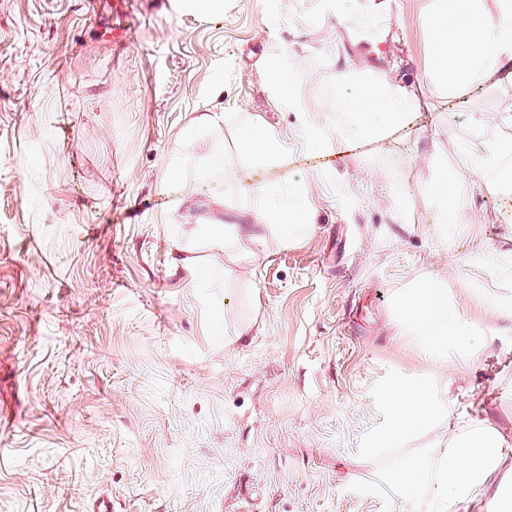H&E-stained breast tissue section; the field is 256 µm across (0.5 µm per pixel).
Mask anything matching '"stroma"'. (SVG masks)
Returning <instances> with one entry per match:
<instances>
[{"instance_id":"1","label":"stroma","mask_w":512,"mask_h":512,"mask_svg":"<svg viewBox=\"0 0 512 512\" xmlns=\"http://www.w3.org/2000/svg\"><path fill=\"white\" fill-rule=\"evenodd\" d=\"M86 2L0 0V512H84L101 493L113 512H434L431 488L410 502L393 490L398 461L452 423L512 442V191L467 186L464 223L445 226L428 185L461 149L512 142V82L432 77L436 0H397L377 56L355 20L325 44L318 0H226L206 20L170 0H123L117 17L110 0L94 16ZM123 23L134 42L116 37ZM288 51L326 133L300 155L315 220L296 241L269 234L264 260L198 248L194 281L171 265L167 213L238 224L262 207L196 177L235 163V119L292 131L254 69ZM387 69L419 82L416 114L346 144L337 99ZM204 109L230 120L210 144L179 141ZM175 153L187 195L167 182ZM431 279L472 320L482 362L444 370L449 424L370 455L384 386L434 376L395 304Z\"/></svg>"}]
</instances>
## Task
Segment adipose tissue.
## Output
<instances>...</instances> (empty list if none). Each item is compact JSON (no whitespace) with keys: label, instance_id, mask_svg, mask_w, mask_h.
Wrapping results in <instances>:
<instances>
[{"label":"adipose tissue","instance_id":"obj_1","mask_svg":"<svg viewBox=\"0 0 512 512\" xmlns=\"http://www.w3.org/2000/svg\"><path fill=\"white\" fill-rule=\"evenodd\" d=\"M393 4L394 0H320V10L339 19L359 15L374 20L391 16ZM429 31L434 46L431 74L444 86H466L497 75L512 81V70L503 67L504 61L512 58V0H505L498 20L492 23L472 9L469 0H437ZM257 76L266 95L295 114L308 149L321 147L323 131L310 121L316 104H302L295 97L292 54L264 58L257 66ZM415 100L413 87L396 83L385 73L356 93L342 95L336 106L345 122L346 142L360 143L398 129L407 121V108ZM235 135L242 163L225 167L222 177L239 192L264 201L261 209L252 212L246 232L238 234V243L249 244L258 255L266 232H277L287 241L304 237L314 213L311 177L306 170L292 166L293 154L282 133L262 118L249 117L237 122ZM244 167L284 169L288 181L246 182L240 177ZM511 173L512 145H498L466 157L461 167L439 169L430 192L436 200H451L463 179L486 181ZM169 220L182 228L181 238L171 244V263L186 271L194 265L196 245H219L227 236L219 224L202 232L200 219L188 211H172ZM397 308L400 327L416 335L417 354L429 365L443 369L457 355L478 360V351L468 346L472 324L443 282L429 280L407 289L398 296ZM384 399L388 420L378 441L385 447L431 432L450 413L449 406L435 399L432 385L426 383L393 381ZM511 457V444L489 426L475 423L465 433L420 449L414 460L399 463L394 483L408 501L420 488L433 486L436 512H458L464 502L483 496L490 477Z\"/></svg>","mask_w":512,"mask_h":512}]
</instances>
